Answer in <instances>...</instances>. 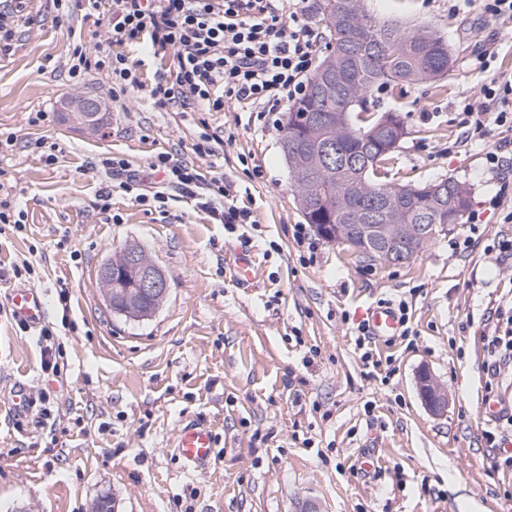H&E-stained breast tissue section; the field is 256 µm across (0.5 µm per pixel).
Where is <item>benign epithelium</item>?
<instances>
[{"mask_svg": "<svg viewBox=\"0 0 512 512\" xmlns=\"http://www.w3.org/2000/svg\"><path fill=\"white\" fill-rule=\"evenodd\" d=\"M376 129L388 131L387 151L397 148L408 136L407 128L392 122L388 115L378 117ZM439 224H330L320 230L332 242L347 245L358 253L376 255L391 264L411 260L422 245L433 238L438 230L448 227V214L443 207L437 209ZM124 264L133 279L129 287L139 299L159 300L167 295L168 281L147 255L138 250L125 252ZM419 389L428 406L442 412L448 406V390L435 379L423 374L418 379Z\"/></svg>", "mask_w": 512, "mask_h": 512, "instance_id": "1", "label": "benign epithelium"}]
</instances>
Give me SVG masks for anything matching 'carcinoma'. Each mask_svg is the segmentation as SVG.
Here are the masks:
<instances>
[{
	"label": "carcinoma",
	"mask_w": 512,
	"mask_h": 512,
	"mask_svg": "<svg viewBox=\"0 0 512 512\" xmlns=\"http://www.w3.org/2000/svg\"><path fill=\"white\" fill-rule=\"evenodd\" d=\"M317 22L341 49L325 55L315 66L306 93L288 106L282 123L280 148L288 169H302L323 188V201L310 213L300 210L308 224H334L336 214H354L356 223L380 215L385 205H397V222L416 224L421 212L433 209L429 184H408L412 197L399 194L406 187L383 180L394 153L384 154L383 143L361 130L374 123L368 94L378 88L394 90L403 83L437 81L448 75L451 56L445 35L427 26L407 27L398 20L381 21L369 14L361 0H319ZM362 93V100L346 107L344 96ZM350 113L351 129H336V113ZM326 116L309 123L302 114ZM340 138L341 164H326L321 149L326 140ZM112 310L127 319L146 318V307L112 289Z\"/></svg>",
	"instance_id": "carcinoma-1"
}]
</instances>
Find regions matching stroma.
<instances>
[{
  "mask_svg": "<svg viewBox=\"0 0 512 512\" xmlns=\"http://www.w3.org/2000/svg\"><path fill=\"white\" fill-rule=\"evenodd\" d=\"M379 20L426 23L448 39L441 85L375 92L400 108L409 134L388 169L393 184L452 177L471 190L480 235L461 247L465 224L438 232L406 264L359 257L327 242L297 208L280 151L282 113L180 112L144 90L172 53L127 47L143 87L112 98L106 72L68 74L74 36L108 50L106 22L67 13L52 0H14L18 29L0 56V202L26 213L25 231L0 235V512H512V470L499 465L477 413L488 391L512 398V367L493 368L486 338L512 312V223L486 210L497 192L484 154L512 141L492 127L461 144V99L478 98L494 75L512 73V22H491L456 0H364ZM495 52L481 65L484 49ZM86 96L102 106L97 131L70 114ZM47 113L44 122L36 113ZM218 136L223 172L257 223L225 231L195 201L161 208L116 191L100 209L106 156L150 180L160 153L209 174L192 146ZM58 143L46 163L30 141ZM141 248L169 283L152 317L132 321L107 307L98 274L115 251ZM251 253L255 284L240 287L230 253ZM34 258L31 286L47 294L65 370L40 367V335L20 331L5 304L13 263ZM407 300L409 340L378 343L392 357L388 381L367 375L354 329L371 305ZM427 372L448 390V409L426 406ZM48 393L51 414L17 416V384ZM215 426L214 460L185 468L173 448L185 420ZM374 446L377 471L363 477L359 453Z\"/></svg>",
  "mask_w": 512,
  "mask_h": 512,
  "instance_id": "35a3bbf8",
  "label": "stroma"
}]
</instances>
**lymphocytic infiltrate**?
<instances>
[{
	"instance_id": "1",
	"label": "lymphocytic infiltrate",
	"mask_w": 512,
	"mask_h": 512,
	"mask_svg": "<svg viewBox=\"0 0 512 512\" xmlns=\"http://www.w3.org/2000/svg\"><path fill=\"white\" fill-rule=\"evenodd\" d=\"M106 19L112 50L88 53L75 43L69 72L78 78L107 71L112 95L140 86L137 65L125 54L131 44L151 53L174 52L172 71L159 74L149 96L161 107L183 112H220L226 103L245 112H280L305 93L318 37L308 24L307 0H85ZM464 140L483 138L490 127L512 129V74L484 84L479 101L459 105ZM108 180L102 201L113 189L134 195L139 203L165 202L169 191L200 200L216 223L235 231L251 225L248 208L223 174L204 176L199 168L171 162L161 153L150 162L159 189L145 193L139 176L117 157L101 161Z\"/></svg>"
}]
</instances>
